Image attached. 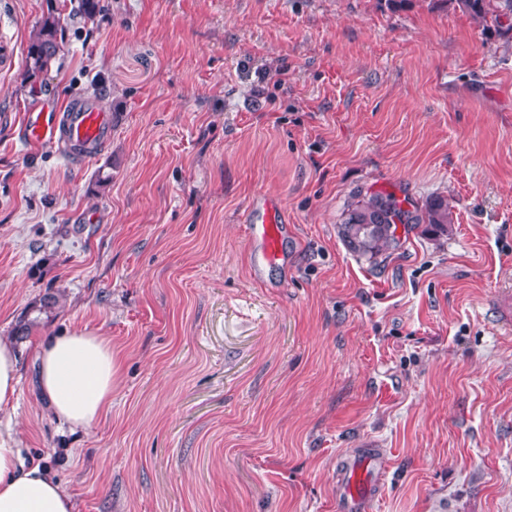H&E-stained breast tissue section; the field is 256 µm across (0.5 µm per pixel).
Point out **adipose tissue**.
I'll return each mask as SVG.
<instances>
[{"instance_id":"1","label":"adipose tissue","mask_w":512,"mask_h":512,"mask_svg":"<svg viewBox=\"0 0 512 512\" xmlns=\"http://www.w3.org/2000/svg\"><path fill=\"white\" fill-rule=\"evenodd\" d=\"M37 385L54 416L89 428L112 406L117 371L112 345L101 336L70 332L39 345ZM72 497L45 466L25 462L0 439V512H74Z\"/></svg>"}]
</instances>
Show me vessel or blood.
<instances>
[{"mask_svg": "<svg viewBox=\"0 0 512 512\" xmlns=\"http://www.w3.org/2000/svg\"><path fill=\"white\" fill-rule=\"evenodd\" d=\"M110 132V116L98 102L89 100L28 110L19 125V136L30 150L50 148L72 162L87 159ZM287 230L288 217L278 202H265L262 218L251 220L248 226L249 238L256 246L254 263H279ZM387 466V458L378 448H365L347 457L336 496L337 512H370Z\"/></svg>", "mask_w": 512, "mask_h": 512, "instance_id": "b4317fda", "label": "vessel or blood"}]
</instances>
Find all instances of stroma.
<instances>
[{
  "instance_id": "35a3bbf8",
  "label": "stroma",
  "mask_w": 512,
  "mask_h": 512,
  "mask_svg": "<svg viewBox=\"0 0 512 512\" xmlns=\"http://www.w3.org/2000/svg\"><path fill=\"white\" fill-rule=\"evenodd\" d=\"M66 47L23 83L44 0H0V115L97 97L85 162L0 123V340L21 381L0 433L75 512H336L359 448L390 460L372 512H512V36L411 0H57ZM374 193L398 225L377 260L339 226ZM278 197L285 265L253 277L250 204ZM55 296L42 309L45 295ZM27 327L17 337L19 327ZM110 341L112 408L58 423L43 337Z\"/></svg>"
}]
</instances>
